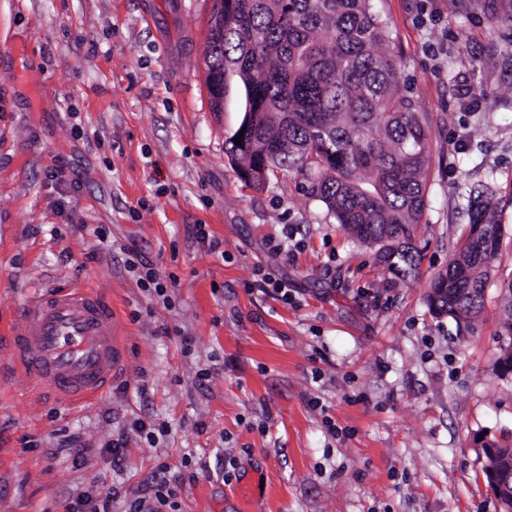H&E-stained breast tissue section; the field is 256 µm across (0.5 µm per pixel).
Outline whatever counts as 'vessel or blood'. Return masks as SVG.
<instances>
[{
	"label": "vessel or blood",
	"mask_w": 512,
	"mask_h": 512,
	"mask_svg": "<svg viewBox=\"0 0 512 512\" xmlns=\"http://www.w3.org/2000/svg\"><path fill=\"white\" fill-rule=\"evenodd\" d=\"M16 369L63 405L89 401L120 376L127 349L110 297L85 285L31 288L11 345Z\"/></svg>",
	"instance_id": "b4317fda"
}]
</instances>
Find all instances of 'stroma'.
I'll use <instances>...</instances> for the list:
<instances>
[{"label":"stroma","instance_id":"stroma-1","mask_svg":"<svg viewBox=\"0 0 512 512\" xmlns=\"http://www.w3.org/2000/svg\"><path fill=\"white\" fill-rule=\"evenodd\" d=\"M140 2L0 0V512H64L106 486L121 495L111 512H126L162 465L183 479L179 512H500L481 447L512 442L499 365L512 0H375L428 132L412 281L348 236L303 176L277 171L260 190L240 177L224 141L244 87L231 80L215 112L205 85L213 0L171 12L158 0V30ZM479 183L505 235L468 331L427 294ZM134 251L175 275L171 306L127 271ZM264 272L287 279L290 303L255 288ZM64 280L111 296L128 342L121 379L67 407L30 393L9 361L25 289ZM138 419L166 431L147 439ZM121 437L117 468L106 447Z\"/></svg>","mask_w":512,"mask_h":512}]
</instances>
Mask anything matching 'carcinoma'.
<instances>
[{
	"mask_svg": "<svg viewBox=\"0 0 512 512\" xmlns=\"http://www.w3.org/2000/svg\"><path fill=\"white\" fill-rule=\"evenodd\" d=\"M204 50L211 109L224 106L214 86L228 70L250 108L224 152L239 170L257 171L260 189L274 170L300 172L336 223L364 245L379 246L389 267L417 272L413 232L429 179L427 130L381 50L391 33L374 0H214ZM331 34V38L323 34ZM241 143H235L236 137ZM492 191L469 193L468 234L448 267L431 280L432 313L467 329L504 233L492 216ZM501 324L503 372H512V282ZM483 474L512 473V446L493 445Z\"/></svg>",
	"mask_w": 512,
	"mask_h": 512,
	"instance_id": "cac0c4a2",
	"label": "carcinoma"
}]
</instances>
